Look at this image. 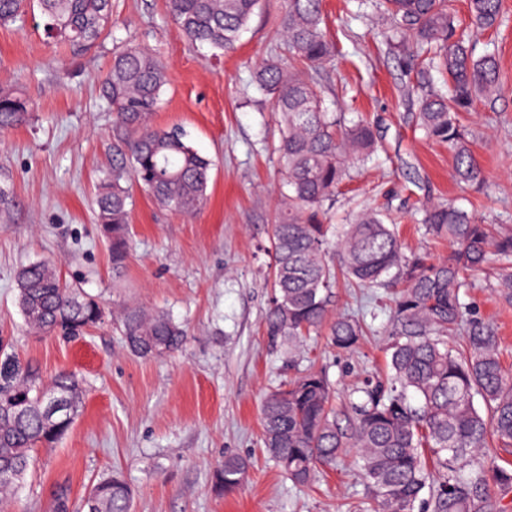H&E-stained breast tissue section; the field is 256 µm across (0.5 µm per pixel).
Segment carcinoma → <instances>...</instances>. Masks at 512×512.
<instances>
[{
    "label": "carcinoma",
    "mask_w": 512,
    "mask_h": 512,
    "mask_svg": "<svg viewBox=\"0 0 512 512\" xmlns=\"http://www.w3.org/2000/svg\"><path fill=\"white\" fill-rule=\"evenodd\" d=\"M35 2L47 37L73 55L90 50L112 22V0H0V25L14 24ZM259 0H167V10L193 43L224 51L247 29ZM385 26L377 31L404 58L433 70L441 87L418 99L416 126L425 138L448 146L457 181L478 192L485 178L460 113L479 99L497 95L495 51L478 48L477 33L503 22L502 0H468L470 24L448 0H376ZM278 35L282 52L264 59L254 81L270 97L279 127L277 162L284 174V213L271 227L274 297L264 331L274 342L298 346L325 333L338 350L355 349L364 323L332 314L338 276L363 288L396 289L395 310L384 335L386 376L369 377L355 389L354 422L345 429L333 403L334 387L313 366L261 403L262 443L295 485H306L319 468L332 467L353 449L378 505V512H496L489 483L512 487V468L488 471L484 460L512 447V370L499 353V338L469 315L467 276L497 258L512 263V230L482 224L451 202L423 205L424 236L446 241L448 255L434 260L424 251L406 255L388 213L360 212L329 238L325 215L340 185L357 164L378 150V124L331 112L318 74L332 65L336 47L324 30L322 0H286ZM167 84L158 56L128 44L113 52L102 97L115 114L112 172L97 186V220L109 242L112 273L121 276L130 251V185L160 207L183 214L207 200L211 160L179 127L161 128L151 117ZM32 103L10 84H0V130L29 120ZM336 245L340 263L330 260ZM17 301L25 322L43 334L79 336L101 323L98 301L63 280L55 265L39 261L17 275ZM462 331L456 347L445 337ZM126 348L141 358L180 349L185 332L169 314L126 308L119 318ZM52 393L67 409L47 423L48 393L31 373L0 366V493L24 481L40 447L49 448L71 429L82 407L84 380L62 370ZM480 397L484 408L476 406ZM247 460L229 456L215 484L226 494L247 480ZM132 491L114 474L94 484L87 512H131Z\"/></svg>",
    "instance_id": "1"
}]
</instances>
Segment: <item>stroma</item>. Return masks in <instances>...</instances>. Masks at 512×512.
<instances>
[{"label":"stroma","instance_id":"35a3bbf8","mask_svg":"<svg viewBox=\"0 0 512 512\" xmlns=\"http://www.w3.org/2000/svg\"><path fill=\"white\" fill-rule=\"evenodd\" d=\"M112 28L81 57L56 49L40 15L0 26V83L17 84L33 101L26 125L0 134V185L14 207L0 213V363L50 382L63 369L85 380L83 407L55 448L39 450L10 512H52L57 486L70 489L71 512L100 476L119 471L134 491L133 512H374L360 464L346 454L304 487L294 485L264 452L260 405L309 364L335 387L342 427H349L353 387L385 367L384 337L395 296L388 288L337 284L335 308L373 317L374 334L352 352L314 336L286 360L270 346L263 318L273 290L268 273L271 226L279 215L283 177L272 153L278 128L272 106L252 81L279 41L284 0H261L234 48L217 54L192 44L169 17L166 0H113ZM493 42L502 91L463 115L486 185L477 193L452 178L453 158L415 132L417 98L406 95V68L376 36L375 14L355 0H323L336 60L320 79L326 104L353 100L358 115L380 118L382 152L342 187L328 214L345 223L366 207L396 220L406 252L446 256L449 245L425 240L419 201H451L488 224L512 228V0ZM156 52L167 68L158 127L178 126L214 162L208 199L192 215L156 205L133 188L131 252L121 277L112 274L106 240L95 222L98 181L112 170L114 117L100 95L112 52L127 41ZM95 297L104 323L76 338L30 331L17 305L16 276L35 261ZM502 261L474 277L466 301L475 318L500 337L512 366V305L497 292ZM126 305L169 313L187 339L178 352L144 359L131 354L115 328ZM249 460L244 487L226 495L215 486L224 457Z\"/></svg>","mask_w":512,"mask_h":512}]
</instances>
